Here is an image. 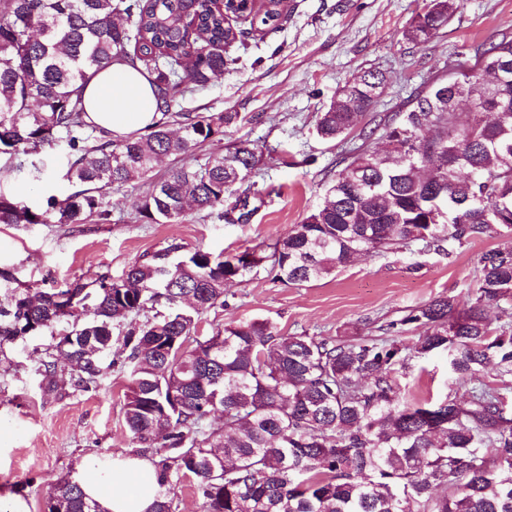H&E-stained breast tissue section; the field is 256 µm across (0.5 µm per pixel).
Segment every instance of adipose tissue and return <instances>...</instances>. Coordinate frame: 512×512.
I'll list each match as a JSON object with an SVG mask.
<instances>
[{"mask_svg": "<svg viewBox=\"0 0 512 512\" xmlns=\"http://www.w3.org/2000/svg\"><path fill=\"white\" fill-rule=\"evenodd\" d=\"M83 100L87 121L115 139L162 118L150 75L119 60L90 77ZM74 478L100 512H151L158 488L155 465L139 458L88 455L76 464Z\"/></svg>", "mask_w": 512, "mask_h": 512, "instance_id": "adipose-tissue-1", "label": "adipose tissue"}]
</instances>
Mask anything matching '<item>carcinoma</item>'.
<instances>
[{"label": "carcinoma", "instance_id": "1", "mask_svg": "<svg viewBox=\"0 0 512 512\" xmlns=\"http://www.w3.org/2000/svg\"><path fill=\"white\" fill-rule=\"evenodd\" d=\"M411 18L402 34L429 43L456 0ZM285 0H0V154L31 156L66 141V173L79 190L32 208L0 194V224H83L100 192L121 187L163 156L224 135L237 114L181 112V134L160 122L114 140L85 120L91 72L121 60L154 77L158 111L206 89L243 36L236 23L274 29ZM476 70L435 83L387 117L391 150L358 147L336 174L323 206L293 225L269 256L254 249L214 254L171 243L97 287L70 282L27 288L0 302V346L48 332L44 393L58 368L71 387L98 385L116 329L130 348L132 384L124 420L154 461L153 512H174L186 477L203 512H512V333L487 307L512 300V34L475 49ZM385 76L368 71L318 113L326 141L347 135L378 103ZM449 86L448 95L442 86ZM497 96L494 122L461 124L452 99L476 110ZM264 156L240 139L224 155L176 168L140 200L139 215L175 223L235 202L230 224H247L251 188L239 190ZM495 233L508 239L480 259L479 287L460 302L441 296L386 325L388 336L357 339L284 334L268 320L229 322L198 334L201 314L224 305L229 282L264 270L303 284L329 277L358 255L443 251ZM152 317L138 321L140 314ZM419 324L411 345L392 333ZM448 352L463 396L430 404L407 397L400 376L412 362ZM497 384L471 385L488 367ZM222 418L214 428L210 419ZM44 512H98L70 477L50 484Z\"/></svg>", "mask_w": 512, "mask_h": 512}]
</instances>
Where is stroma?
<instances>
[{"label":"stroma","instance_id":"35a3bbf8","mask_svg":"<svg viewBox=\"0 0 512 512\" xmlns=\"http://www.w3.org/2000/svg\"><path fill=\"white\" fill-rule=\"evenodd\" d=\"M428 0H286L278 29L249 31L226 54L236 63L211 85L178 100V112L233 113L237 120L222 138L160 161L148 178L104 190L108 220L82 224H0V299L12 290L46 288L74 280L91 285L103 275L120 277L135 261L171 242L235 253L258 248L271 253L293 225L321 207L337 163L353 147L378 151L388 142L377 129L380 116L398 111L408 96L474 63L473 49L512 32V0H458L447 26L426 45L402 37L404 26ZM376 70L386 86L373 111L365 113L345 141L326 142L315 118L342 87L364 71ZM247 138L271 149L251 176L259 194L251 198L249 223H225L220 212H187L178 224H149L137 206L151 182L175 168L222 155ZM71 158L65 141L21 159L0 154V193L45 206L64 197ZM491 234L452 253H387L363 256L336 275L303 285L259 273L228 285L225 304L201 316L200 333L231 321L267 319L282 332L312 336H376L430 300L466 299L478 286L479 260L502 245ZM52 342L49 333L24 336L0 346V497H21L29 512H41L49 485L73 474L81 457H135L124 423L131 386L123 333L112 337L111 359L96 388L72 392L68 373L58 375L53 395L41 389L40 363ZM406 393L436 401L458 387L447 355L415 363Z\"/></svg>","mask_w":512,"mask_h":512}]
</instances>
